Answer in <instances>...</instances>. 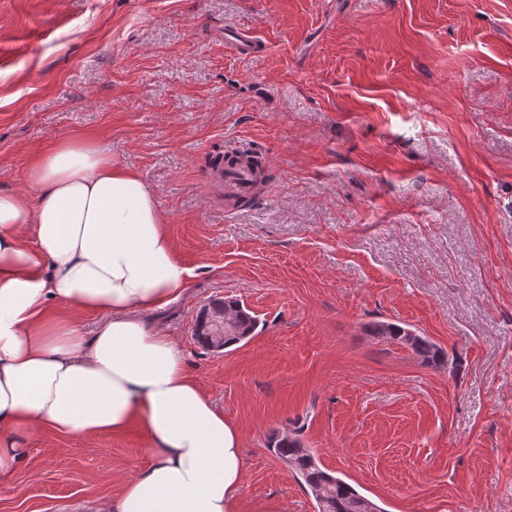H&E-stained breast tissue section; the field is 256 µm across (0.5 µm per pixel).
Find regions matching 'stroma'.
I'll list each match as a JSON object with an SVG mask.
<instances>
[{
  "instance_id": "35a3bbf8",
  "label": "stroma",
  "mask_w": 512,
  "mask_h": 512,
  "mask_svg": "<svg viewBox=\"0 0 512 512\" xmlns=\"http://www.w3.org/2000/svg\"><path fill=\"white\" fill-rule=\"evenodd\" d=\"M67 136L144 176L193 272L152 318L240 430L247 506L316 512L268 448L296 430L384 512H512V0H0V192ZM231 148L273 180L228 214ZM214 298L262 322L221 353ZM24 446L0 512H99L149 460L133 428ZM374 336L408 346L412 352L424 361L434 364L444 362V354L424 336L395 323L379 321L370 325Z\"/></svg>"
}]
</instances>
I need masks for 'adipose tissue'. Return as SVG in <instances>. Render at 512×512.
Here are the masks:
<instances>
[{
	"label": "adipose tissue",
	"mask_w": 512,
	"mask_h": 512,
	"mask_svg": "<svg viewBox=\"0 0 512 512\" xmlns=\"http://www.w3.org/2000/svg\"><path fill=\"white\" fill-rule=\"evenodd\" d=\"M26 179L34 194L0 193V482L30 433L134 427L150 460L100 512H242L241 435L148 317L192 272L147 182L89 137L63 138Z\"/></svg>",
	"instance_id": "ef3b65f1"
}]
</instances>
